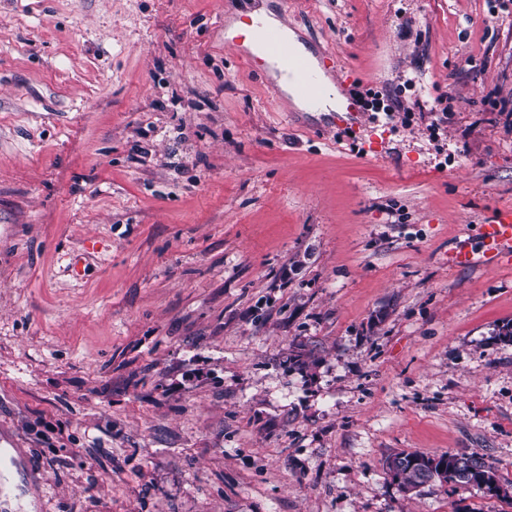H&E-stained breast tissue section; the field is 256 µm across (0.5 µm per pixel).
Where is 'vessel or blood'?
Wrapping results in <instances>:
<instances>
[{
	"label": "vessel or blood",
	"instance_id": "vessel-or-blood-1",
	"mask_svg": "<svg viewBox=\"0 0 512 512\" xmlns=\"http://www.w3.org/2000/svg\"><path fill=\"white\" fill-rule=\"evenodd\" d=\"M248 39L256 50L249 57L250 65L277 66L278 77L291 84L296 96L316 104L324 95V85L308 65L306 59L290 44L277 28L260 23L252 24ZM482 238L488 250L501 255L512 254V208H501L482 227Z\"/></svg>",
	"mask_w": 512,
	"mask_h": 512
}]
</instances>
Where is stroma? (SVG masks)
<instances>
[{"instance_id":"35a3bbf8","label":"stroma","mask_w":512,"mask_h":512,"mask_svg":"<svg viewBox=\"0 0 512 512\" xmlns=\"http://www.w3.org/2000/svg\"><path fill=\"white\" fill-rule=\"evenodd\" d=\"M253 6L0 0L14 512H512L386 468L512 485V258L454 259L512 207V0H266L391 120L274 94ZM448 458V467L446 463L440 465L441 460ZM439 460L434 471L440 482L454 483L464 486H475L484 490L491 496L502 499H509L512 502V496H509L507 487L501 484L497 469L483 458L474 455H460L445 452L440 455H428L420 452H400L389 457L388 468L391 470L395 466V478L399 479V485L405 493L427 485L431 482L433 474L431 464ZM461 463V465H459ZM440 465V466H439ZM446 470L439 474L438 469Z\"/></svg>"}]
</instances>
